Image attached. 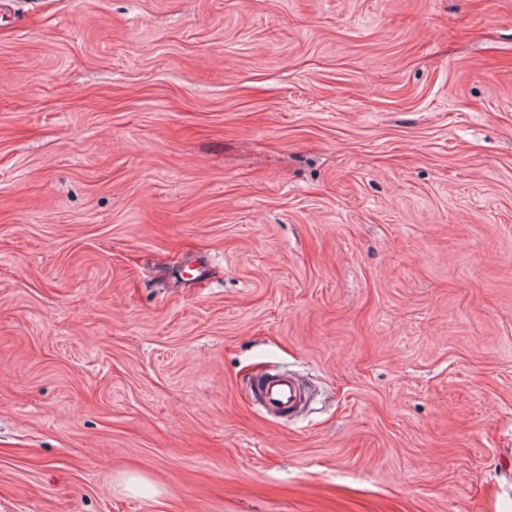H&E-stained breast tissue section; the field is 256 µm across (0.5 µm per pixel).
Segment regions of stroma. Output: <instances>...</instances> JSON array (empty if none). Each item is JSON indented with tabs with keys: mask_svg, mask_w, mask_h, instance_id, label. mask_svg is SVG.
I'll return each instance as SVG.
<instances>
[{
	"mask_svg": "<svg viewBox=\"0 0 512 512\" xmlns=\"http://www.w3.org/2000/svg\"><path fill=\"white\" fill-rule=\"evenodd\" d=\"M0 512H512V0H0ZM257 393L267 406L288 411V414L298 411L304 402V395L294 379L285 375L274 374L265 378L258 385Z\"/></svg>",
	"mask_w": 512,
	"mask_h": 512,
	"instance_id": "1",
	"label": "stroma"
}]
</instances>
